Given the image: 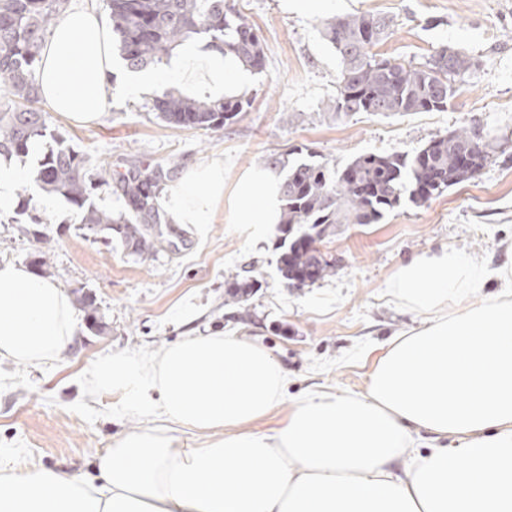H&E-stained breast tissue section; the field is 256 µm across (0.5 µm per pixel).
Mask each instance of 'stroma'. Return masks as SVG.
Listing matches in <instances>:
<instances>
[{"instance_id":"obj_1","label":"stroma","mask_w":512,"mask_h":512,"mask_svg":"<svg viewBox=\"0 0 512 512\" xmlns=\"http://www.w3.org/2000/svg\"><path fill=\"white\" fill-rule=\"evenodd\" d=\"M226 4L248 16L265 53L244 91L251 105L233 124L170 127L149 110L156 88L135 98L113 94L88 125L47 112L51 134L40 139L42 151L54 148L57 132L82 153L103 180L92 196L99 208L123 210L112 180L130 160L152 170L174 158L182 173L223 163L228 203L246 172L288 152L340 168L364 154L411 155L432 138L477 124L492 140L490 161L475 179L422 206L395 209L376 224L337 225L321 244L336 259L335 275L304 288L287 286L276 269V229L254 244L228 232L221 217L203 236L174 224L144 258L87 229L59 195L39 224L28 212L0 213V264L42 261L44 278L91 294L107 324L96 331L79 311L78 334L58 360L37 368L0 360V451L20 464L92 476L95 455L135 425L90 395L96 362L114 352H155L193 331L237 329L257 338L288 370L286 403L316 390L363 392L374 355L419 322L392 295L402 263L444 246L491 269L512 256V0H327L321 10L290 0ZM363 12L393 20L374 48L378 55L418 65L448 45L476 62L447 111L341 119L329 112L338 61L321 23ZM250 266L261 272V288L246 310L225 305L227 275Z\"/></svg>"}]
</instances>
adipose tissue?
<instances>
[{"mask_svg": "<svg viewBox=\"0 0 512 512\" xmlns=\"http://www.w3.org/2000/svg\"><path fill=\"white\" fill-rule=\"evenodd\" d=\"M117 65L105 21L67 9L39 66L42 97L73 123L98 121ZM201 81L219 96L248 77L233 57L189 46L128 72L123 92ZM223 199L214 163L189 169L163 204L174 223L202 226ZM279 215L276 175L245 174L229 222L245 218L259 241ZM494 279L500 289L481 295ZM392 288L421 321L375 359L361 393L284 406L287 369L235 332L104 357L91 395L142 426L97 454L93 480L0 460V512H512V267L490 273L446 249L403 266ZM77 330L64 288L0 264V360L48 364ZM279 407L276 427L252 430Z\"/></svg>", "mask_w": 512, "mask_h": 512, "instance_id": "adipose-tissue-1", "label": "adipose tissue"}]
</instances>
